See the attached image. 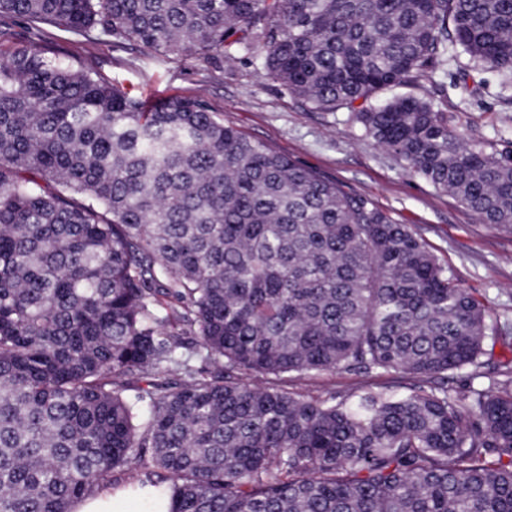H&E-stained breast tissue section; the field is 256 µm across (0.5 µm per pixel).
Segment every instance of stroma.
Here are the masks:
<instances>
[{"mask_svg": "<svg viewBox=\"0 0 512 512\" xmlns=\"http://www.w3.org/2000/svg\"><path fill=\"white\" fill-rule=\"evenodd\" d=\"M54 49L148 103L175 95L203 97L225 125L370 198L421 236L455 282L486 306L494 359L512 357L499 342L512 336V232L483 223L453 196L412 174L404 161L364 137L350 111L312 108L264 78L260 61L245 56L231 63L198 53L163 56L106 35L89 40L67 33L55 39ZM412 93L443 103L466 126L469 140L498 149L512 143V86L455 48L447 49ZM368 384L379 388L386 381L321 372L290 377L288 389L348 396Z\"/></svg>", "mask_w": 512, "mask_h": 512, "instance_id": "1", "label": "stroma"}]
</instances>
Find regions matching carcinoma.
Masks as SVG:
<instances>
[{"label":"carcinoma","mask_w":512,"mask_h":512,"mask_svg":"<svg viewBox=\"0 0 512 512\" xmlns=\"http://www.w3.org/2000/svg\"><path fill=\"white\" fill-rule=\"evenodd\" d=\"M15 17L250 55L512 231V150L432 100L377 101L450 44L512 84V0H0V512H72L116 472L171 512H512V365L448 390L486 308L408 225L200 96L148 107L12 40ZM341 371L402 391H288Z\"/></svg>","instance_id":"1"}]
</instances>
